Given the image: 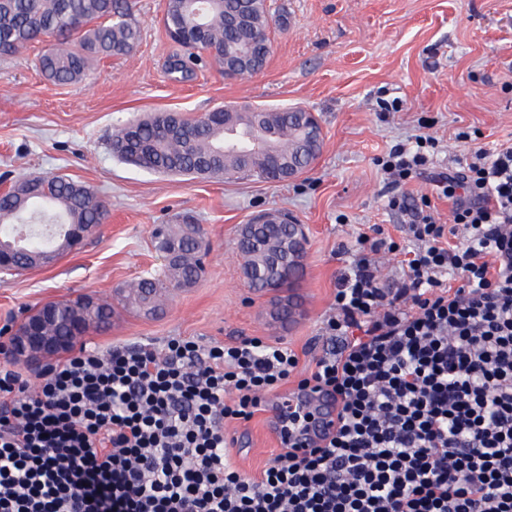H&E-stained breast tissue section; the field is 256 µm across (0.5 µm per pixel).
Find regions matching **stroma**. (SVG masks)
I'll return each mask as SVG.
<instances>
[{
	"label": "stroma",
	"instance_id": "stroma-1",
	"mask_svg": "<svg viewBox=\"0 0 512 512\" xmlns=\"http://www.w3.org/2000/svg\"><path fill=\"white\" fill-rule=\"evenodd\" d=\"M268 2L287 26L273 28L263 71L246 80L225 78L207 60L189 78L170 73L177 47L161 23L164 0H133L142 30L136 50L101 59L82 82L48 80L38 44L0 56V193L20 176L65 175L93 187L109 209L106 223L54 265L0 274V346L45 302L85 294L109 302L117 287L161 273L153 231L190 215L209 244L205 275L172 290L156 318L116 311L108 328L82 336V343L105 349L149 342L160 353L173 337L202 345L258 337L293 350L299 377L309 376L334 345L326 321L336 312V288L358 251L359 233L377 229L412 249L411 208L426 201L437 221L452 217L439 174L460 171L477 150L512 139V0ZM384 99L398 100L400 111L380 112ZM225 105L313 112L323 132L317 161L293 181L271 183L155 174L112 156L113 129L142 113L197 116ZM463 128L477 138L460 141ZM422 132L438 142L429 164L391 188L379 158ZM397 193L409 210L390 207ZM267 209L288 211L308 234L295 289L303 314L287 325L271 320V296L255 293L242 277L240 228ZM295 388L292 381L282 385L250 420L226 424L227 459L246 476L260 478L278 454L272 411Z\"/></svg>",
	"mask_w": 512,
	"mask_h": 512
}]
</instances>
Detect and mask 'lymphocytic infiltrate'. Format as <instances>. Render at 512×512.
Listing matches in <instances>:
<instances>
[{
	"instance_id": "obj_1",
	"label": "lymphocytic infiltrate",
	"mask_w": 512,
	"mask_h": 512,
	"mask_svg": "<svg viewBox=\"0 0 512 512\" xmlns=\"http://www.w3.org/2000/svg\"><path fill=\"white\" fill-rule=\"evenodd\" d=\"M432 144L391 148L392 185ZM439 181L463 191L451 224L416 214L392 288L381 241L357 254L327 321L342 343L310 376L258 337L83 348L34 384L0 371V512H512V142ZM291 379L333 396L336 426L246 477L224 425ZM376 258L379 261L381 276L385 283L392 284L398 282L403 274L399 262L400 259H403V256H395L394 254L383 253L382 251L376 255Z\"/></svg>"
}]
</instances>
